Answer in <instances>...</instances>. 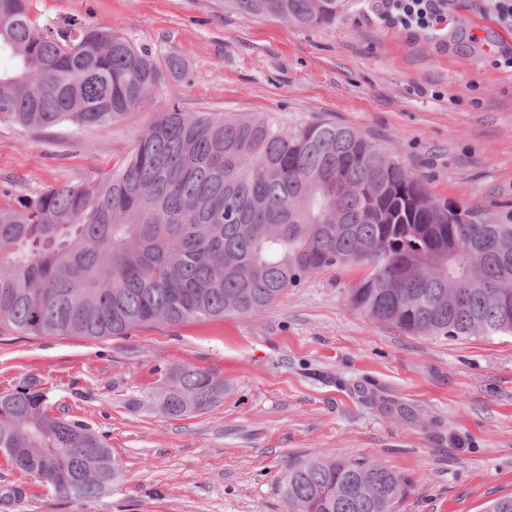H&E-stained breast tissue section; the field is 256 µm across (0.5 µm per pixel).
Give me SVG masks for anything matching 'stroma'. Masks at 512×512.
<instances>
[{
  "instance_id": "stroma-1",
  "label": "stroma",
  "mask_w": 512,
  "mask_h": 512,
  "mask_svg": "<svg viewBox=\"0 0 512 512\" xmlns=\"http://www.w3.org/2000/svg\"><path fill=\"white\" fill-rule=\"evenodd\" d=\"M41 28L119 29L180 75L114 125L23 133L0 124V190L36 194L110 171L154 114L255 115L295 128L329 119L394 153L428 193L512 220V32L484 0H448L413 34L372 0L329 25L246 19L224 0H30ZM359 265L326 268L264 311L123 336L0 333V393L35 379L51 413L104 436L123 462L111 490L60 499L0 455V512H287L280 481L315 456L364 457L407 482L396 512H484L512 496V335L418 336L356 310ZM224 380V399L171 419L130 400L165 371Z\"/></svg>"
}]
</instances>
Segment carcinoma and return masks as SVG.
<instances>
[{"label": "carcinoma", "instance_id": "carcinoma-1", "mask_svg": "<svg viewBox=\"0 0 512 512\" xmlns=\"http://www.w3.org/2000/svg\"><path fill=\"white\" fill-rule=\"evenodd\" d=\"M246 19L327 25L342 0H231ZM0 0V123L21 131L120 122L169 76L118 30L32 19ZM512 224L432 198L386 148L351 127L290 130L265 117L159 112L112 171L34 195L0 192V329L102 338L156 323L259 313L322 269L368 274L350 301L421 336L512 334V267L470 242ZM224 399V379L180 367L133 405L169 418ZM60 498L110 490L122 462L88 424L51 413L37 381L0 393V449ZM95 478L85 479L87 470ZM407 481L370 460L313 457L288 468V512H393Z\"/></svg>", "mask_w": 512, "mask_h": 512}]
</instances>
